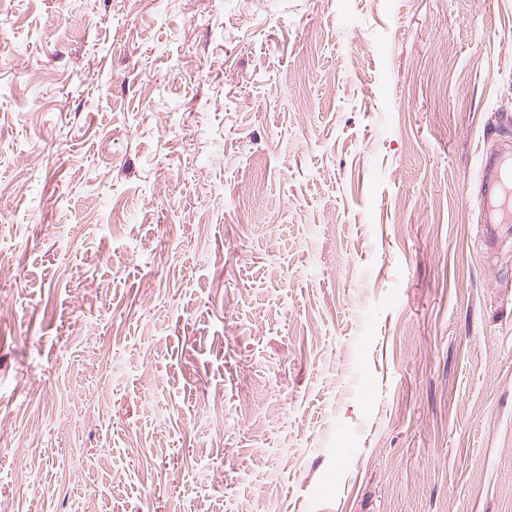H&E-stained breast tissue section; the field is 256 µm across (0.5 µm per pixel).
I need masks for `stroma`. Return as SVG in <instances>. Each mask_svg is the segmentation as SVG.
Instances as JSON below:
<instances>
[{
    "instance_id": "obj_1",
    "label": "stroma",
    "mask_w": 512,
    "mask_h": 512,
    "mask_svg": "<svg viewBox=\"0 0 512 512\" xmlns=\"http://www.w3.org/2000/svg\"><path fill=\"white\" fill-rule=\"evenodd\" d=\"M505 113L512 0H0L11 512H512ZM483 183L490 197L487 222L512 223V155H502L494 162L484 163Z\"/></svg>"
}]
</instances>
